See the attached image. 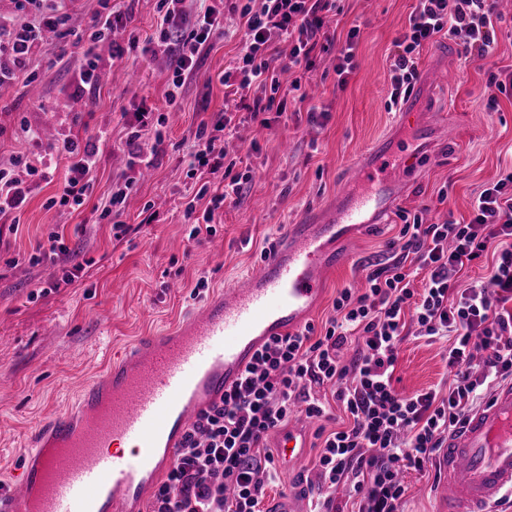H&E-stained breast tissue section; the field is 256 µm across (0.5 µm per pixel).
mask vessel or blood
<instances>
[{"label":"vessel or blood","mask_w":512,"mask_h":512,"mask_svg":"<svg viewBox=\"0 0 512 512\" xmlns=\"http://www.w3.org/2000/svg\"><path fill=\"white\" fill-rule=\"evenodd\" d=\"M422 163L411 137L366 146L334 208L304 213L232 287L174 328L139 339L84 385L74 409L45 422L22 471L0 484V512H139L197 412L239 381L265 341L307 323L326 273L346 261L335 242L352 227L379 223ZM309 427L298 417L276 436L286 475L297 472ZM120 440L130 442L128 453H114ZM433 462L435 512H501L512 501V381L449 432Z\"/></svg>","instance_id":"obj_1"}]
</instances>
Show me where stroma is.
I'll use <instances>...</instances> for the list:
<instances>
[{"label": "stroma", "instance_id": "1", "mask_svg": "<svg viewBox=\"0 0 512 512\" xmlns=\"http://www.w3.org/2000/svg\"><path fill=\"white\" fill-rule=\"evenodd\" d=\"M67 6L72 36L45 45L25 77L0 96V168L12 170L32 189L22 210L0 218V479L21 466L36 431L67 411L79 386L114 354L176 322L211 291L233 285L260 262L266 236L281 237L304 212L335 202L339 183L366 145L383 134L392 141L403 136L389 106L390 66L394 41L417 0H339L331 22L337 40L351 27L360 29L357 68L346 89L336 87L335 54H322L307 82L313 105L328 113L324 125H309L301 112L267 128L247 120L224 96L221 76L241 48L237 13L225 12L224 36L201 50L194 72L170 104L169 65L148 54L129 63L113 60V47L126 43L119 34L98 49L106 81L82 88L81 37L94 25L101 0H68ZM504 15L487 59H464L459 35L439 37L421 50L417 111L424 116L445 109L456 134L423 140L421 150L431 162L408 176L385 223L352 228L337 241V251L349 261L328 275L311 324L322 326L338 291L361 287L367 266L388 255L402 225L399 211L422 213L428 224L466 221L476 193L512 166V98L500 97L497 110L486 107L489 71L512 67V8ZM448 70L456 79L445 88L438 76ZM145 99L160 110L165 143L148 174L135 177L126 139ZM222 114L234 129L224 148L247 159L253 179L238 204L225 206L214 234L198 243L188 238L181 202L204 181L188 177L183 157L198 124ZM47 126L54 140L27 139L26 129ZM69 138L99 150L93 192L78 210L56 203L68 175L58 147ZM33 156L50 159L45 178L34 179L24 166ZM125 185L127 231L119 235L105 203ZM57 232L70 248V264L79 268L70 282L63 281L60 266L32 261L38 246ZM202 276L208 287L199 291L195 285ZM448 344L444 337L408 336L395 365L397 389L411 394L445 387L453 378ZM318 432L307 436L300 471L280 476L268 498L315 482ZM437 479L431 465L407 473L404 512H433Z\"/></svg>", "mask_w": 512, "mask_h": 512}]
</instances>
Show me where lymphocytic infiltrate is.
Here are the masks:
<instances>
[{"label":"lymphocytic infiltrate","instance_id":"1","mask_svg":"<svg viewBox=\"0 0 512 512\" xmlns=\"http://www.w3.org/2000/svg\"><path fill=\"white\" fill-rule=\"evenodd\" d=\"M23 18L0 14V86L22 77L33 56L69 29L65 0H27ZM186 0H158L155 33L141 41L128 34L129 51L164 52L171 59L168 102H175L193 73L199 53L224 33V0H207L188 11ZM336 0H261L244 4L242 47L221 80L226 95L238 99L251 117L263 112L288 115L289 103L307 96L301 79L282 83L286 72H312L318 56L336 52V86L345 88L356 69L358 28L344 41L330 31ZM129 11L100 13L88 36L82 86L96 83L100 42L125 28ZM502 17L497 0H419L409 27L395 40L391 105L414 87L416 61L423 47L441 35L464 34L463 54L486 58ZM225 119L201 122L187 155L189 177L209 175L217 187L205 209L197 196L184 203L191 219L189 237L212 234L225 202H239L252 180L237 171L224 153ZM69 175L60 205L81 208L92 193L97 165L95 148L63 143ZM392 252L365 276L360 291L345 288L333 302L322 327L266 341L240 381L221 401L196 415L165 481L153 495L150 512H264L266 489L278 476L269 436L285 426L295 411L306 418L325 415L322 392L333 388L348 418L345 428L322 441L317 461L319 488L349 484L357 512H402L407 487L404 474L425 468L448 432L455 429L493 385L512 380V173L485 185L476 195L470 222L403 224L389 244ZM494 251L486 280L461 288L456 276ZM422 290H415V279ZM435 339L449 337L448 366L454 378L447 392L434 389L410 395L394 384L398 349L410 331ZM356 340L352 357L343 348Z\"/></svg>","mask_w":512,"mask_h":512}]
</instances>
